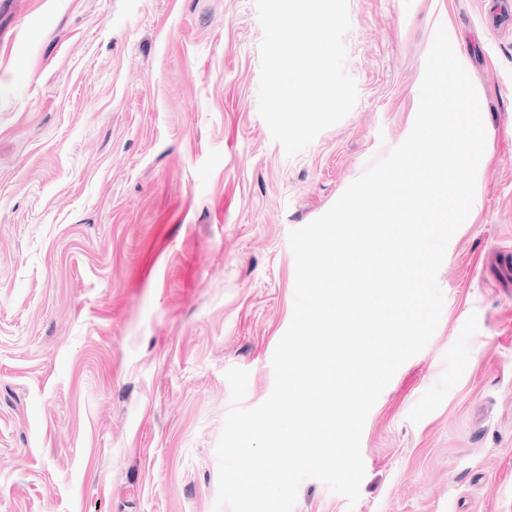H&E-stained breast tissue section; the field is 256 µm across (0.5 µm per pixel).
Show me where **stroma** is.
<instances>
[{"instance_id": "stroma-1", "label": "stroma", "mask_w": 512, "mask_h": 512, "mask_svg": "<svg viewBox=\"0 0 512 512\" xmlns=\"http://www.w3.org/2000/svg\"><path fill=\"white\" fill-rule=\"evenodd\" d=\"M349 0L358 100L286 156L258 112L255 0H0V512H214L216 445L274 384L288 234L411 131L444 26L486 147L438 327L371 409L356 505L512 512V14Z\"/></svg>"}]
</instances>
